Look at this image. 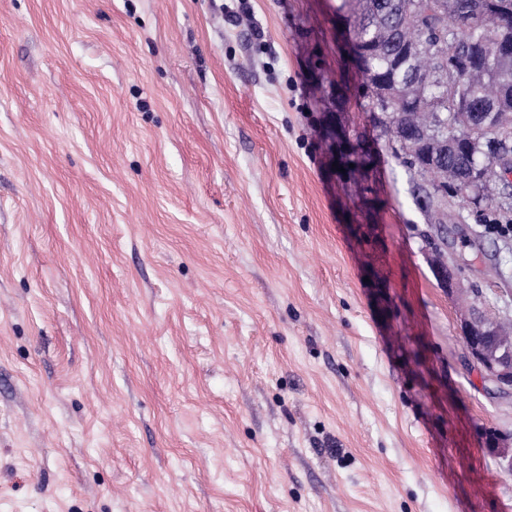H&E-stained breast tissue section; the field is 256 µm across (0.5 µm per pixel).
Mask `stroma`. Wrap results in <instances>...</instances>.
Segmentation results:
<instances>
[{"instance_id":"obj_1","label":"stroma","mask_w":512,"mask_h":512,"mask_svg":"<svg viewBox=\"0 0 512 512\" xmlns=\"http://www.w3.org/2000/svg\"><path fill=\"white\" fill-rule=\"evenodd\" d=\"M363 80L341 0H0V512H512V238ZM498 320L472 309L461 321V332L474 363L502 390H512V336H502Z\"/></svg>"}]
</instances>
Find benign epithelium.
I'll list each match as a JSON object with an SVG mask.
<instances>
[{"mask_svg":"<svg viewBox=\"0 0 512 512\" xmlns=\"http://www.w3.org/2000/svg\"><path fill=\"white\" fill-rule=\"evenodd\" d=\"M438 274L451 291L464 288L454 267L436 263ZM498 320L473 309L461 321V332L474 363L502 390H512V337L500 334Z\"/></svg>","mask_w":512,"mask_h":512,"instance_id":"1","label":"benign epithelium"}]
</instances>
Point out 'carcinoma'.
<instances>
[{"mask_svg":"<svg viewBox=\"0 0 512 512\" xmlns=\"http://www.w3.org/2000/svg\"><path fill=\"white\" fill-rule=\"evenodd\" d=\"M343 7L354 18L355 50L369 54L364 97L374 112L396 108L386 132L406 150L411 191L431 221L444 223L439 202L475 174L486 182L475 204L490 205L493 223L512 225V199L489 189L512 174V67L483 60L512 25V0H483L480 21L473 0H343ZM467 128L468 142L431 163L409 143L419 132L446 138Z\"/></svg>","mask_w":512,"mask_h":512,"instance_id":"carcinoma-1","label":"carcinoma"}]
</instances>
